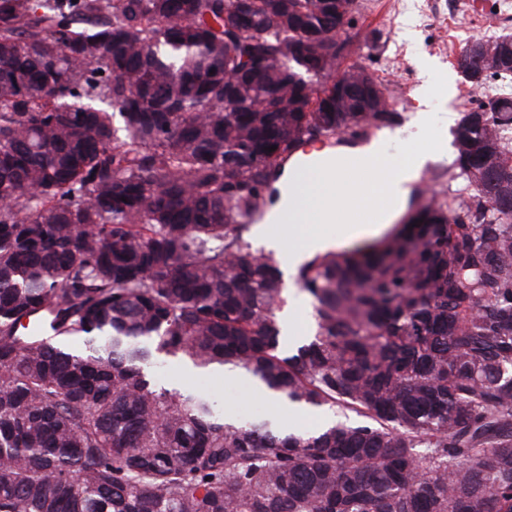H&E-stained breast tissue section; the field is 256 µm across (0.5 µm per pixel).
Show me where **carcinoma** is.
Wrapping results in <instances>:
<instances>
[{
	"label": "carcinoma",
	"instance_id": "carcinoma-1",
	"mask_svg": "<svg viewBox=\"0 0 512 512\" xmlns=\"http://www.w3.org/2000/svg\"><path fill=\"white\" fill-rule=\"evenodd\" d=\"M353 6L0 0V512H512V96L460 113L457 189L299 268L292 354L244 238L303 143L399 119L337 71ZM168 358L365 421L226 423ZM283 269V268H282ZM285 290L283 294L284 303L275 311L278 320L283 313L288 312L289 316L296 322L298 328L304 329L302 335L289 336L283 338L282 345L289 352L305 343L314 335V310L310 297L303 292L300 287L293 289L291 282H288V272L283 269Z\"/></svg>",
	"mask_w": 512,
	"mask_h": 512
}]
</instances>
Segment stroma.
Wrapping results in <instances>:
<instances>
[{
    "label": "stroma",
    "mask_w": 512,
    "mask_h": 512,
    "mask_svg": "<svg viewBox=\"0 0 512 512\" xmlns=\"http://www.w3.org/2000/svg\"><path fill=\"white\" fill-rule=\"evenodd\" d=\"M467 12L460 15L448 6V0H356L357 7L349 16L341 37L347 49L339 59V68L359 64L374 71L384 83L400 112L399 123L372 130L370 139L388 143L390 159H403L409 140L415 132L413 118L419 110L429 112L436 139L447 153L423 170L417 188L424 195L455 189L450 148L452 133L448 127L449 112H462L475 97L463 80L456 60L466 43L483 36L482 23L494 15L498 0H464ZM434 64L429 79L433 92L420 98L422 79L417 66L419 55ZM281 312L292 316L301 333L284 336V349L292 351L308 343L314 335V310L310 297L301 289L286 287ZM156 380L170 389H190L213 395L227 422L242 423L261 418L274 423L288 422L291 428L313 433L323 425L322 410L293 407L278 410L271 400L252 393L243 379L229 375L211 378L198 373L191 365L167 359L154 367Z\"/></svg>",
    "instance_id": "stroma-1"
}]
</instances>
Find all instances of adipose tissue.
Here are the masks:
<instances>
[{"mask_svg": "<svg viewBox=\"0 0 512 512\" xmlns=\"http://www.w3.org/2000/svg\"><path fill=\"white\" fill-rule=\"evenodd\" d=\"M415 138L416 145L402 161L386 163L383 144L377 141L328 157L297 179L296 219L283 225L279 234L264 236L267 248L278 252L294 269L316 254L379 231L393 221L405 210L412 186L426 164L438 158L429 145L428 113H420ZM301 224L317 225L318 230L306 237L297 236Z\"/></svg>", "mask_w": 512, "mask_h": 512, "instance_id": "ef3b65f1", "label": "adipose tissue"}]
</instances>
